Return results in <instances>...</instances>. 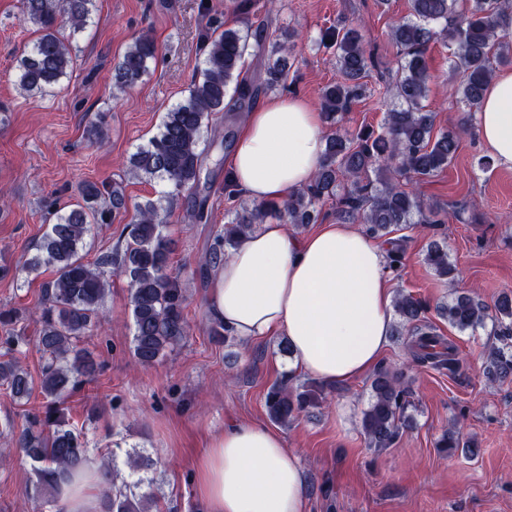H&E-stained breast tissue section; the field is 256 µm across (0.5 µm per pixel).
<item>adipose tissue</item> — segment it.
Returning a JSON list of instances; mask_svg holds the SVG:
<instances>
[{
    "mask_svg": "<svg viewBox=\"0 0 512 512\" xmlns=\"http://www.w3.org/2000/svg\"><path fill=\"white\" fill-rule=\"evenodd\" d=\"M477 131L496 167L511 171V70L488 86ZM324 148L321 113L302 97H275L247 114L229 177L247 198L276 202L311 181ZM205 305L231 335L287 336L297 372L352 382L382 357L392 333L386 247L350 224L307 236L264 224L218 264ZM196 492L205 512H308L299 457L258 423L211 436L197 461Z\"/></svg>",
    "mask_w": 512,
    "mask_h": 512,
    "instance_id": "1",
    "label": "adipose tissue"
}]
</instances>
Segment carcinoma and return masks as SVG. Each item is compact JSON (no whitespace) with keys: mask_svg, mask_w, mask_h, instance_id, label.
Returning a JSON list of instances; mask_svg holds the SVG:
<instances>
[{"mask_svg":"<svg viewBox=\"0 0 512 512\" xmlns=\"http://www.w3.org/2000/svg\"><path fill=\"white\" fill-rule=\"evenodd\" d=\"M96 0H21V22L31 24L37 38L17 64L16 83L30 95L51 92L68 77L72 48L60 32V23L72 32L85 29L92 18ZM456 0H410V16L390 29L400 60L395 76L382 79L381 62L368 47L361 31L342 21L322 34L321 43L331 50L336 81L321 94V109L334 131L326 137L319 169L311 184L289 194L284 204L249 203L229 182H224V224L210 243L201 270L216 265L241 238L254 232L266 215L277 212L285 224L296 227L314 223L320 216L316 205L331 202L336 222L362 224L366 233L388 246V268L397 272L404 264L407 239L394 238L399 227L422 225L435 234L449 219L464 222V209L425 206L417 195L405 189L416 186L447 168L456 158L463 135L462 125L454 130L434 132L433 113L424 101L431 74L426 60L429 45L437 36L448 38L452 50L448 84L460 102L477 110L493 78L494 65L512 64V33L501 25L512 13V0H468L458 11ZM259 0H226L225 6L244 16L245 27L226 28L202 36L203 59L198 76L184 101L166 113L158 132L138 148L131 158L132 174L146 181L167 183V190L155 199L134 206V217L125 226V244L84 260L81 251L96 224L111 223L112 216L126 208L119 183L88 182L80 189L81 202L64 212L55 201L45 204L51 224L38 246V253L22 264L32 273L43 267L54 278L45 284L43 301L35 323L38 345L44 358L41 393L45 410L33 415L29 425L14 434L10 421L0 424V436L12 435L15 447L31 462L36 475L34 496L44 489L61 494L83 474L90 448L83 431L70 423L63 408L65 396L77 386L95 379L98 364L80 347L82 339L96 328L113 276H124L130 288L133 322V355L140 365H152L185 342L190 335L187 292L179 277L171 273L175 243L167 232L174 201L183 193L195 195L191 217L208 223V195L198 194L204 162L205 130L213 117L223 112H248L257 100L284 84L293 33L276 32L271 39V12L259 11ZM257 57L259 69L245 75V55ZM156 57V45L140 37L125 51L111 73L112 84L133 86L148 71ZM379 76L384 96L395 104L386 112L383 131L363 129L349 134L337 128L338 117L364 98L369 79ZM425 261L437 276L454 280L456 266L448 261V249L430 243ZM398 316L396 334L407 336L411 361L418 366L456 373L460 360L453 344L439 334L429 321V307L410 293L400 292L394 302ZM439 316L460 331L475 329L486 321L494 325L501 345L487 355L486 377L495 381L512 376V292H502L493 305L460 294L437 307ZM23 315L16 310L0 311V382L16 399L30 396L27 372L12 353L27 345L24 332L16 329ZM371 399L363 411L361 430L369 446L392 447L410 422L407 388L401 376L387 367L371 379ZM325 398L317 382L292 384L286 377L273 384L265 395L271 421L286 425ZM460 428L445 432L437 443L444 453L463 446ZM136 479L115 485L117 472L106 465L99 473L100 512H152L156 497L142 490L152 485L139 472L156 463L141 454L128 458Z\"/></svg>","mask_w":512,"mask_h":512,"instance_id":"cac0c4a2","label":"carcinoma"}]
</instances>
